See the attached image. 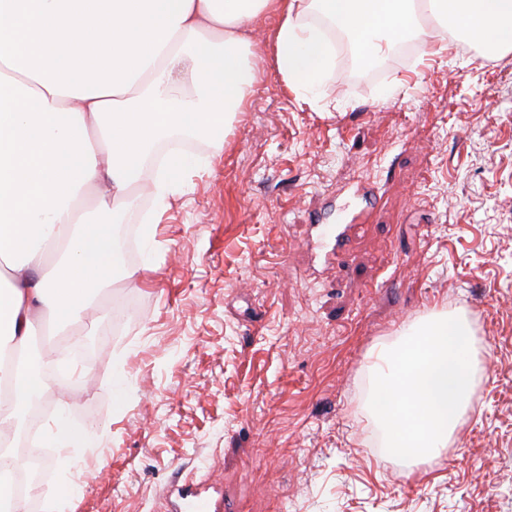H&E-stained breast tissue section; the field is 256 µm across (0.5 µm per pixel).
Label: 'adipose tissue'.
<instances>
[{"instance_id":"adipose-tissue-1","label":"adipose tissue","mask_w":512,"mask_h":512,"mask_svg":"<svg viewBox=\"0 0 512 512\" xmlns=\"http://www.w3.org/2000/svg\"><path fill=\"white\" fill-rule=\"evenodd\" d=\"M421 10L512 51V0H0V340L25 346L43 315L81 320L112 277L113 221L173 129L222 147L255 83L257 20L278 15L275 69L312 97L334 63L321 19L372 65L423 34ZM50 371L0 365L13 387L1 422L27 415Z\"/></svg>"}]
</instances>
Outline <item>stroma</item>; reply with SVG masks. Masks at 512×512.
I'll return each instance as SVG.
<instances>
[{
	"instance_id": "35a3bbf8",
	"label": "stroma",
	"mask_w": 512,
	"mask_h": 512,
	"mask_svg": "<svg viewBox=\"0 0 512 512\" xmlns=\"http://www.w3.org/2000/svg\"><path fill=\"white\" fill-rule=\"evenodd\" d=\"M278 23L254 28L258 78L223 149L200 145L166 205L125 212L136 260L61 328L97 343L46 399L100 425L47 449L38 502L169 512L191 481L223 512H512V54L412 36L368 67L346 43L305 98L273 69ZM355 179L382 201L325 263L314 215L363 207ZM456 308L474 329L470 409L409 474L367 441L368 355Z\"/></svg>"
}]
</instances>
